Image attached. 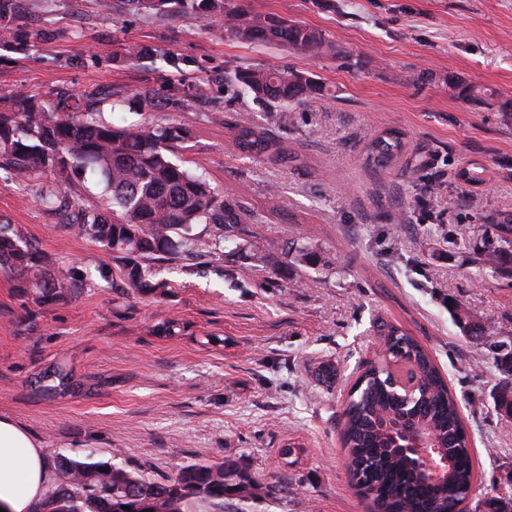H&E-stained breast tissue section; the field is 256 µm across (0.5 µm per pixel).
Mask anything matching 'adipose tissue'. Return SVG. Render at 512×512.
<instances>
[{
	"label": "adipose tissue",
	"instance_id": "adipose-tissue-1",
	"mask_svg": "<svg viewBox=\"0 0 512 512\" xmlns=\"http://www.w3.org/2000/svg\"><path fill=\"white\" fill-rule=\"evenodd\" d=\"M48 479L41 448L22 425L0 416V512H31Z\"/></svg>",
	"mask_w": 512,
	"mask_h": 512
}]
</instances>
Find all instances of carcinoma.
Listing matches in <instances>:
<instances>
[{"label": "carcinoma", "mask_w": 512, "mask_h": 512, "mask_svg": "<svg viewBox=\"0 0 512 512\" xmlns=\"http://www.w3.org/2000/svg\"><path fill=\"white\" fill-rule=\"evenodd\" d=\"M128 10L149 16L190 13L221 23L224 32L240 41L289 46L311 56L336 54L317 31L275 13H256L240 0H119ZM17 0H0L3 42L26 47L44 36L41 30L13 25ZM120 55L129 61L154 58V50L125 43ZM232 81L271 112L327 94L310 73L290 68L240 67ZM131 98L143 107L175 110L185 99L205 100L201 86H173L164 103L151 90L137 89ZM116 110L123 98L109 99L99 88L84 90L75 104L42 94L0 90V169L23 180L51 174L53 188L41 201L61 208L75 182L90 173L103 186V204L81 211L70 228L99 243L121 263L127 283L135 290L163 297L166 282L156 281L145 265L152 257L200 251L193 234L197 224H218L222 238L241 240L256 249L255 261L267 262L257 247L258 223H247L241 201L214 193L203 175L183 167L174 157L185 149L190 130L182 123L160 126L118 125L97 119L107 102ZM233 145L245 158L283 163L288 151L265 130L243 119L232 125ZM400 132L387 130L368 144V158L390 165L403 153ZM500 245L480 252L479 260L512 278V217L498 225ZM293 265L316 268L317 249L290 243L284 251ZM0 272L7 275L17 297L35 304L63 302L81 290V273L64 267L38 245L0 222ZM454 324L466 337H482L479 318L461 304L450 302ZM382 337L377 359L365 364L343 411L340 431L346 472L355 493L382 512H457L472 488L475 464L458 401L426 350L395 325L376 322ZM492 359L505 376L494 394L504 416L512 414V348L503 352L489 345ZM48 393L69 392L68 373L56 367L45 373ZM422 433L430 439L438 469L429 472L399 448L402 436ZM58 480L48 484L36 512H186L194 498L241 502L255 499L245 468L235 460L194 463L180 467L162 482L86 456H58L53 463ZM129 510H124V507ZM476 512H512V498L484 501Z\"/></svg>", "instance_id": "carcinoma-1"}]
</instances>
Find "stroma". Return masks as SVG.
<instances>
[{
  "label": "stroma",
  "instance_id": "1",
  "mask_svg": "<svg viewBox=\"0 0 512 512\" xmlns=\"http://www.w3.org/2000/svg\"><path fill=\"white\" fill-rule=\"evenodd\" d=\"M321 33L337 52L320 57L229 38L198 16L147 18L98 0H21L17 21L45 30L16 50L0 45V89L80 95L91 86L130 94L172 83L206 87L208 102L182 110L102 112L119 124L169 122L191 130L181 159L217 193L241 198L260 219L275 261L262 265L234 242L210 255L151 261L169 284L156 298L128 289L121 265L49 211L41 175L20 183L0 171V220L85 275L66 302L17 297L0 273V416L15 419L55 456L93 455L155 480L191 463L234 459L258 486L248 504L191 500L187 512H366L339 444V418L357 367L379 349L377 320L401 326L448 377L475 461L471 502L512 497V419L494 408L503 376L490 344L512 346V278L479 264L502 215L512 214V0H244ZM190 59L125 63L117 39ZM312 73L326 96L290 107V119L237 92L235 67ZM462 86L481 87L462 98ZM217 106L266 128L294 162L240 157ZM404 135L385 168L367 159L383 130ZM481 181L460 179L470 163ZM316 247L323 267L284 261L286 242ZM487 326L462 336L449 301ZM333 361L332 386L314 380ZM68 372L73 390L38 383Z\"/></svg>",
  "mask_w": 512,
  "mask_h": 512
}]
</instances>
